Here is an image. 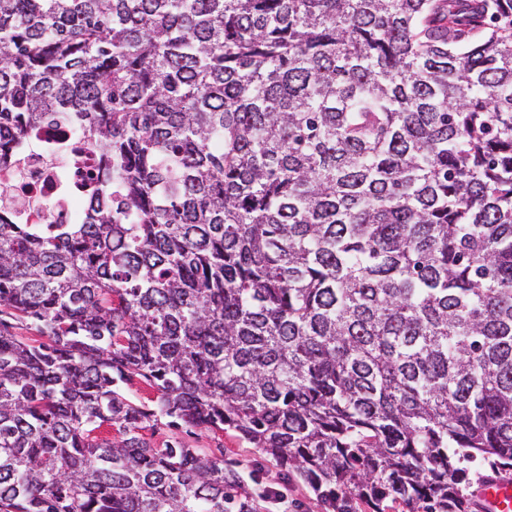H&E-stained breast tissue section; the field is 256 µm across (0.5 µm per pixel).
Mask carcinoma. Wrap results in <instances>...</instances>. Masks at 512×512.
I'll use <instances>...</instances> for the list:
<instances>
[{
  "mask_svg": "<svg viewBox=\"0 0 512 512\" xmlns=\"http://www.w3.org/2000/svg\"><path fill=\"white\" fill-rule=\"evenodd\" d=\"M74 121L83 221L0 214V512H260L161 418L330 512L512 467V0H0V167ZM169 420L171 419L162 418L158 422L153 437L150 429L143 431V434L156 443L166 439L182 441L188 448H196L203 455L220 456L224 448L225 465H232L241 472L249 486L257 491L267 487L283 493V499L287 502L273 504L264 502L262 504L265 506V512H326L329 510L303 482L295 480H290L288 484L284 482L278 467L269 457L262 454L258 448H252L250 444L237 438L233 432L213 433L184 424L176 427L167 426ZM253 474L257 478L258 485L251 480Z\"/></svg>",
  "mask_w": 512,
  "mask_h": 512,
  "instance_id": "cac0c4a2",
  "label": "carcinoma"
}]
</instances>
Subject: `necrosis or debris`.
<instances>
[{"mask_svg":"<svg viewBox=\"0 0 512 512\" xmlns=\"http://www.w3.org/2000/svg\"><path fill=\"white\" fill-rule=\"evenodd\" d=\"M63 139L74 143V151L59 150ZM97 166L98 153L81 126L42 128L26 140L19 163L0 175V211L16 224L74 223L87 203L74 184Z\"/></svg>","mask_w":512,"mask_h":512,"instance_id":"necrosis-or-debris-1","label":"necrosis or debris"}]
</instances>
